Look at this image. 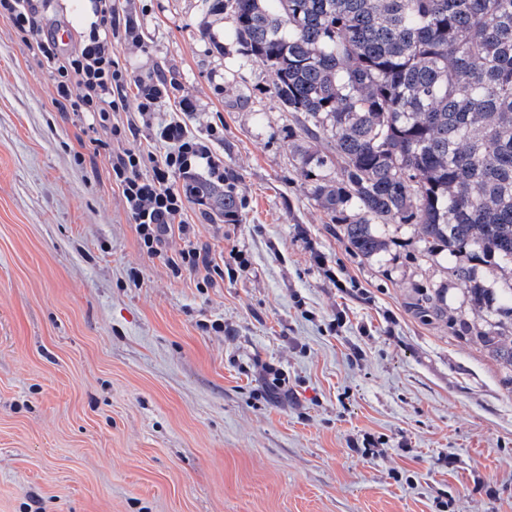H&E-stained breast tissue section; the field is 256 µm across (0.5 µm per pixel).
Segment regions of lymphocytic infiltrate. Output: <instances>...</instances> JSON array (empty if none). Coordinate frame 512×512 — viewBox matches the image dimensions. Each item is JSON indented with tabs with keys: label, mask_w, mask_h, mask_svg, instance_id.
<instances>
[{
	"label": "lymphocytic infiltrate",
	"mask_w": 512,
	"mask_h": 512,
	"mask_svg": "<svg viewBox=\"0 0 512 512\" xmlns=\"http://www.w3.org/2000/svg\"><path fill=\"white\" fill-rule=\"evenodd\" d=\"M94 4L97 20L78 48L65 51L51 34L37 39L35 55L51 69L55 102L70 105L89 143L108 150L112 182L147 253L162 255L167 240L176 236L184 242L178 253L182 267L223 275V267L193 242L194 231L184 215L189 205H208L210 188L227 179L224 158L216 151L224 129L215 125L198 136L178 119L156 122V112L178 89L176 79L159 71L135 77L120 66L112 44L139 40L138 25L132 17H121L118 0H94ZM46 6L47 0H0V17L10 20L25 40L34 36L37 18ZM132 100L142 124L151 131L153 146L113 151V141L125 137L114 116L126 111ZM102 129L109 131V140L99 138Z\"/></svg>",
	"instance_id": "f902f5d3"
}]
</instances>
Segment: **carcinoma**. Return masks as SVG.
I'll return each instance as SVG.
<instances>
[{"label":"carcinoma","mask_w":512,"mask_h":512,"mask_svg":"<svg viewBox=\"0 0 512 512\" xmlns=\"http://www.w3.org/2000/svg\"><path fill=\"white\" fill-rule=\"evenodd\" d=\"M216 2L304 138L333 141L301 161L352 249L377 257L381 225L419 224L468 257L453 275L491 326H512V288L476 276L512 267V0ZM478 280L487 288H508L512 284V272L502 270L496 266L484 265L478 269Z\"/></svg>","instance_id":"cac0c4a2"}]
</instances>
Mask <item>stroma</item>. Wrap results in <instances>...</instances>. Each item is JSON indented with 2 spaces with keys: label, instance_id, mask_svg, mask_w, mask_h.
<instances>
[{
  "label": "stroma",
  "instance_id": "1",
  "mask_svg": "<svg viewBox=\"0 0 512 512\" xmlns=\"http://www.w3.org/2000/svg\"><path fill=\"white\" fill-rule=\"evenodd\" d=\"M127 10L143 40L119 62L179 82L189 111L160 119L223 126L243 204L234 224L189 206L224 276L174 275L182 241L143 249L106 152L0 17V512H512V366L455 281L465 255L416 224L357 255L214 0Z\"/></svg>",
  "mask_w": 512,
  "mask_h": 512
}]
</instances>
